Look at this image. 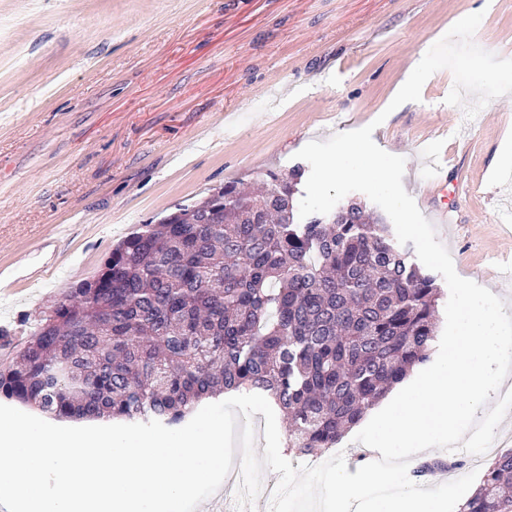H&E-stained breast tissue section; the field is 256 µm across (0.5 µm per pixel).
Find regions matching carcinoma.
Instances as JSON below:
<instances>
[{
    "label": "carcinoma",
    "mask_w": 512,
    "mask_h": 512,
    "mask_svg": "<svg viewBox=\"0 0 512 512\" xmlns=\"http://www.w3.org/2000/svg\"><path fill=\"white\" fill-rule=\"evenodd\" d=\"M304 171L177 204L77 283L0 367V396L58 419L177 425L270 392L287 451L318 456L437 341L439 288L360 203L298 219ZM458 512H512V450Z\"/></svg>",
    "instance_id": "obj_1"
}]
</instances>
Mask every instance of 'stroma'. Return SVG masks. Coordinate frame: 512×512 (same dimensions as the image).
Wrapping results in <instances>:
<instances>
[{
	"label": "stroma",
	"instance_id": "obj_1",
	"mask_svg": "<svg viewBox=\"0 0 512 512\" xmlns=\"http://www.w3.org/2000/svg\"><path fill=\"white\" fill-rule=\"evenodd\" d=\"M479 11L475 43L512 58V0H0V364L143 224L370 124L422 214L447 204L458 275L512 299V94L466 119L442 69L389 107Z\"/></svg>",
	"mask_w": 512,
	"mask_h": 512
}]
</instances>
